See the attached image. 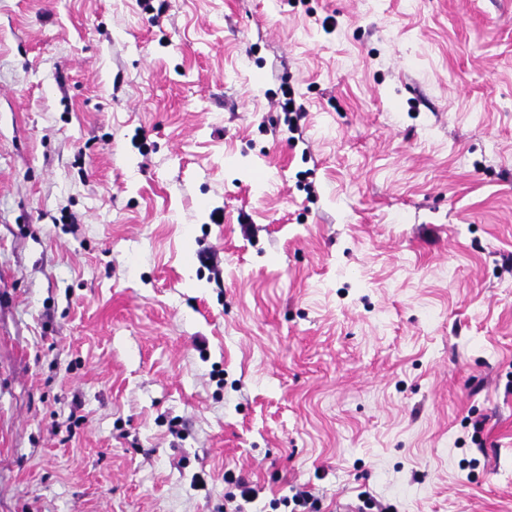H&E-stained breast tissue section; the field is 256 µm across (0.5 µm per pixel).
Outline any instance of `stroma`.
Returning <instances> with one entry per match:
<instances>
[{
  "instance_id": "stroma-1",
  "label": "stroma",
  "mask_w": 512,
  "mask_h": 512,
  "mask_svg": "<svg viewBox=\"0 0 512 512\" xmlns=\"http://www.w3.org/2000/svg\"><path fill=\"white\" fill-rule=\"evenodd\" d=\"M229 469L512 512V0H0V512Z\"/></svg>"
}]
</instances>
